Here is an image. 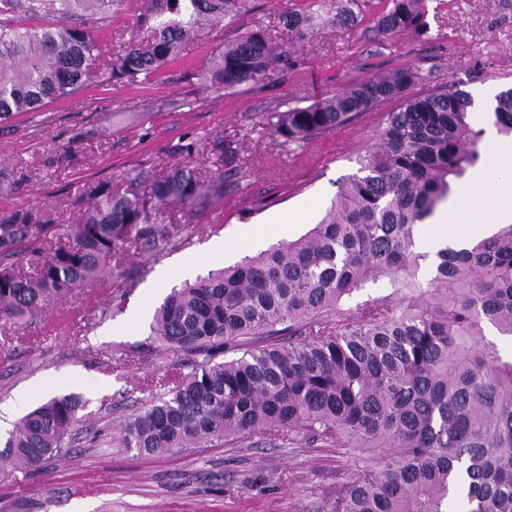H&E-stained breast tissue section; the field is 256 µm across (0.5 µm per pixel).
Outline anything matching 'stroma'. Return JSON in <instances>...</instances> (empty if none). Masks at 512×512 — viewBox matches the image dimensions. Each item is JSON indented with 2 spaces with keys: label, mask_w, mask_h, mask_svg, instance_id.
<instances>
[{
  "label": "stroma",
  "mask_w": 512,
  "mask_h": 512,
  "mask_svg": "<svg viewBox=\"0 0 512 512\" xmlns=\"http://www.w3.org/2000/svg\"><path fill=\"white\" fill-rule=\"evenodd\" d=\"M364 2L358 24L320 21L310 39L288 41L287 70L232 94L197 77L224 41L223 23L209 21L193 50L154 83L98 78L75 96L0 123V215L32 209L45 219L41 240L21 245L27 261L37 259L42 240L62 237L76 221L84 184L123 190L141 168L160 175L209 168L215 140L246 149L223 196L193 219L176 216L157 248L113 262L111 276L21 326L0 321V403L26 391L37 407L46 400L42 385L52 381L58 395L85 403L65 456L31 472L0 462V512H67L81 500L94 512H312L325 491L353 475V461L335 449L269 446L256 436L235 448L163 457L113 447L112 438L127 414L164 393L166 378L188 371L180 356L149 344L155 308L186 281L174 259L198 263L202 245L224 240L223 257L198 263L203 279L307 233L400 103H380L301 146L272 138L268 112L410 67L421 76L413 93L457 83L477 99L475 125L492 127L478 96L512 87V0H425L428 32L384 41L375 20L388 0ZM191 142L195 153H183Z\"/></svg>",
  "instance_id": "obj_1"
}]
</instances>
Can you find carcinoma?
I'll return each mask as SVG.
<instances>
[{
    "instance_id": "cac0c4a2",
    "label": "carcinoma",
    "mask_w": 512,
    "mask_h": 512,
    "mask_svg": "<svg viewBox=\"0 0 512 512\" xmlns=\"http://www.w3.org/2000/svg\"><path fill=\"white\" fill-rule=\"evenodd\" d=\"M282 16L299 41L313 21L359 22V0H305ZM120 0H0V122L79 93L102 73L150 83L181 57L199 24L233 25L247 0H144L147 36L117 45L69 19L107 14ZM376 21L378 38L427 33L425 0H391ZM41 16L19 27L10 15ZM262 26L224 42L211 77L228 93L284 71ZM421 77L397 68L347 87L318 104L274 111L272 134L300 144L387 100L378 144L359 172L340 183L323 219L207 278L174 288L155 310L153 342L193 357L189 374L121 424L113 444L139 455L235 445L259 436L270 445L334 448L356 473L324 493L315 512H512V224L470 248L436 252L434 274L417 278L419 225L472 168L487 163L485 130L470 123L472 96L448 84L424 94ZM498 133L512 136V87L492 110ZM209 180L185 168L157 177L140 170L142 190L114 193L89 184L92 200L65 241L44 243L24 270L17 245L37 239L31 210L0 217V319L21 324L47 306L112 274V256L153 247L171 223L168 209L193 218L224 194L223 163L237 148L214 145ZM381 278L390 291L347 301ZM228 353L229 360L217 361ZM82 407L54 397L10 433L7 460L30 469L59 456Z\"/></svg>"
}]
</instances>
